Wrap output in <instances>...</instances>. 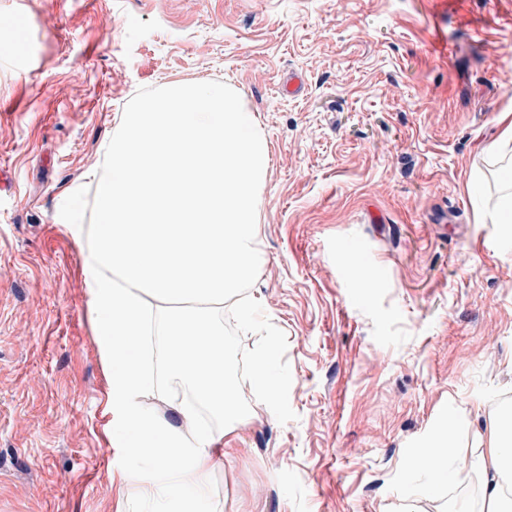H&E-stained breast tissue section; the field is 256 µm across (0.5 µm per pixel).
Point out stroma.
I'll use <instances>...</instances> for the list:
<instances>
[{
  "label": "stroma",
  "mask_w": 512,
  "mask_h": 512,
  "mask_svg": "<svg viewBox=\"0 0 512 512\" xmlns=\"http://www.w3.org/2000/svg\"><path fill=\"white\" fill-rule=\"evenodd\" d=\"M0 512H152L120 480L83 248L89 173L121 113L172 82H233L263 128V261L233 326L252 417L207 494L223 512H480L408 461L457 414L473 449L512 405V227L500 195L512 0H0ZM121 24L110 27L111 19ZM300 95L282 93L289 74ZM277 332L275 404L251 361ZM497 141L487 147L488 152H496L502 155V163L498 171L501 184V196L491 210H486V216L494 224L512 223V154L503 153Z\"/></svg>",
  "instance_id": "35a3bbf8"
}]
</instances>
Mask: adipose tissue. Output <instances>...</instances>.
I'll list each match as a JSON object with an SVG mask.
<instances>
[{
  "instance_id": "1",
  "label": "adipose tissue",
  "mask_w": 512,
  "mask_h": 512,
  "mask_svg": "<svg viewBox=\"0 0 512 512\" xmlns=\"http://www.w3.org/2000/svg\"><path fill=\"white\" fill-rule=\"evenodd\" d=\"M270 156L230 84L173 83L123 113L92 175L98 222L65 219L87 246L86 290L110 367V409L134 466L124 479L160 512H222L206 495L224 437L250 420L224 370L228 342L214 309L238 297L263 261L260 196ZM180 390L144 404L156 376ZM220 420L200 421L199 410ZM479 451L456 445L447 418L418 455L431 488L483 476L482 512H512V415H496Z\"/></svg>"
}]
</instances>
